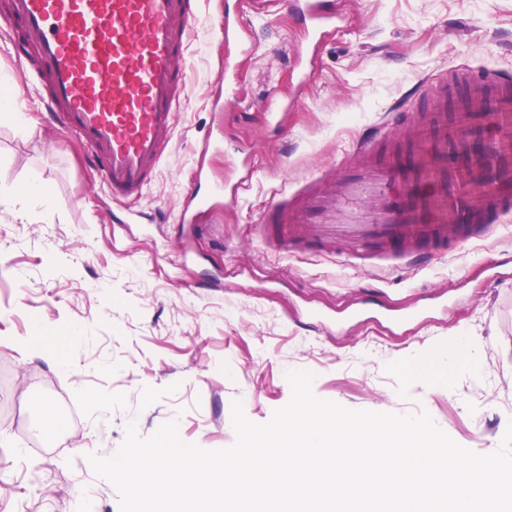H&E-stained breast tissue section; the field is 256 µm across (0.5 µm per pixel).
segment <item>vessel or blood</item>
<instances>
[{"label": "vessel or blood", "instance_id": "1", "mask_svg": "<svg viewBox=\"0 0 512 512\" xmlns=\"http://www.w3.org/2000/svg\"><path fill=\"white\" fill-rule=\"evenodd\" d=\"M282 3L306 35L294 50L305 58L336 14L329 0ZM196 21L191 0H10L8 22L18 28L10 52L21 62L27 49L37 54L21 82L34 86L49 76L44 108L81 142L113 200L140 198L156 177L187 86L185 51ZM470 85L454 117L438 104L404 122L415 156L410 172L376 162L374 139H361L334 174L313 178L306 208L315 223L275 202L278 222L322 241L326 226H335L337 240L361 256L399 265L488 240L512 214V79H498L491 91L474 73ZM485 111L498 127L486 150L449 165V155L477 133L474 115ZM223 193L218 185L195 188L186 207L210 205Z\"/></svg>", "mask_w": 512, "mask_h": 512}]
</instances>
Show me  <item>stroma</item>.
Returning a JSON list of instances; mask_svg holds the SVG:
<instances>
[{
  "label": "stroma",
  "instance_id": "1",
  "mask_svg": "<svg viewBox=\"0 0 512 512\" xmlns=\"http://www.w3.org/2000/svg\"><path fill=\"white\" fill-rule=\"evenodd\" d=\"M335 2L342 18L302 87L289 14L239 0L241 40L224 44L201 0L170 150L133 202H113L78 143L16 86L9 108L30 132L0 120V512H74L79 492L120 512L88 454L116 452L131 421L147 437L175 419L184 442L229 447L233 401L267 422L294 370L313 373L319 398L424 410L463 447L500 446L512 424V221L426 265L390 268L311 242L281 248L268 208H298L300 183L392 110L422 109L425 84L447 81L453 101L466 92L460 70L512 74V0ZM222 54L238 72L228 111L215 112ZM215 129L223 146L199 160ZM200 165L216 183L246 168L251 179L233 203L178 223ZM34 174L51 213L18 193ZM116 212L142 219L116 224ZM42 400L65 430L42 427Z\"/></svg>",
  "mask_w": 512,
  "mask_h": 512
}]
</instances>
